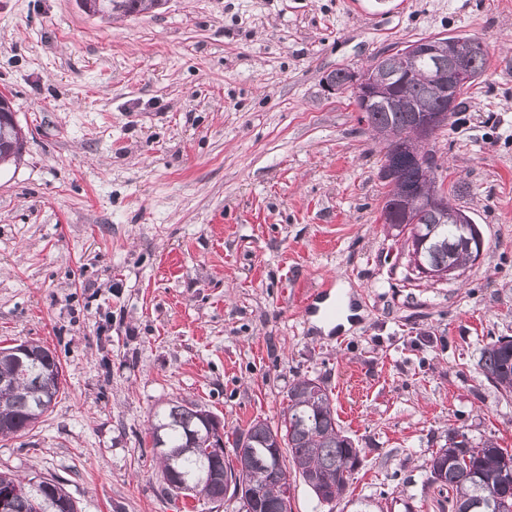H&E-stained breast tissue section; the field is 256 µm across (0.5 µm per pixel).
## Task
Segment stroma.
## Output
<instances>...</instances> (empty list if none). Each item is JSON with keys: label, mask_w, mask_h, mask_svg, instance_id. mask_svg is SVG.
Wrapping results in <instances>:
<instances>
[{"label": "stroma", "mask_w": 512, "mask_h": 512, "mask_svg": "<svg viewBox=\"0 0 512 512\" xmlns=\"http://www.w3.org/2000/svg\"><path fill=\"white\" fill-rule=\"evenodd\" d=\"M452 34L490 66L435 150L486 248L461 280L408 282L380 146L324 79ZM0 92L27 134L0 167V342L63 371L34 429L0 438V471L60 478L78 512H243L168 493L148 416L198 402L229 457L303 376L361 453L336 503L292 476L291 512H453L426 472L449 429L512 451V397L478 366L512 336V0H167L118 20L0 0ZM325 282L352 296L346 332L302 321Z\"/></svg>", "instance_id": "stroma-1"}]
</instances>
